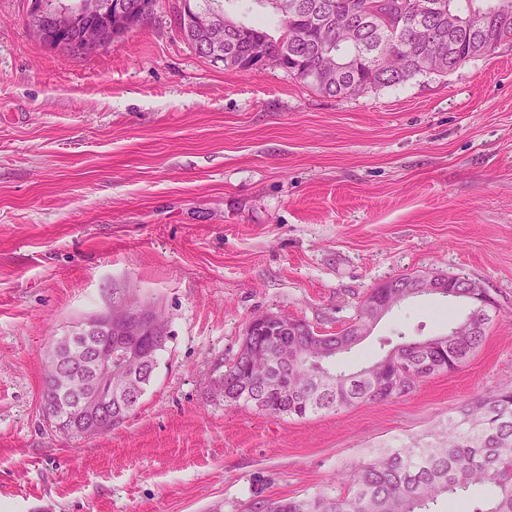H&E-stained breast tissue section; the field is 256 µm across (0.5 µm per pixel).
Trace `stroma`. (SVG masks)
Masks as SVG:
<instances>
[{
    "mask_svg": "<svg viewBox=\"0 0 512 512\" xmlns=\"http://www.w3.org/2000/svg\"><path fill=\"white\" fill-rule=\"evenodd\" d=\"M26 8L0 0V512H255L512 387V47L331 97L202 58L179 0L79 57L41 47ZM428 272L480 281L499 312L457 370L303 419L211 396L254 318L335 332L377 284ZM127 297L170 334L139 408L94 438L50 431L53 338ZM466 313L405 303L336 366Z\"/></svg>",
    "mask_w": 512,
    "mask_h": 512,
    "instance_id": "stroma-1",
    "label": "stroma"
}]
</instances>
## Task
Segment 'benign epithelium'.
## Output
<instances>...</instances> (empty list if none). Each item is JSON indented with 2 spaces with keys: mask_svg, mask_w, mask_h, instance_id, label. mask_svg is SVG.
<instances>
[{
  "mask_svg": "<svg viewBox=\"0 0 512 512\" xmlns=\"http://www.w3.org/2000/svg\"><path fill=\"white\" fill-rule=\"evenodd\" d=\"M119 0H77L70 5L67 0H28L26 18L37 23L30 26L39 44L48 50L57 46L38 19L47 18L54 29L68 32L78 18L87 22L81 27L77 41L78 52L94 54L110 44L112 34L104 33L98 19H112V13L123 14ZM182 18L204 39L201 56L211 62H224V16L218 12L182 8ZM432 292L441 287L431 274H419L409 284ZM157 320L121 303L106 312L84 318L66 333L56 337L47 351V365L52 367L51 378L62 379L61 385L75 391L78 408L87 413L80 435L93 438L103 433L113 422L106 409L112 406V393L125 396L121 404L122 420L139 407L132 382L151 374L154 355L163 337L154 329ZM105 336L107 342L93 345L94 336Z\"/></svg>",
  "mask_w": 512,
  "mask_h": 512,
  "instance_id": "obj_1",
  "label": "benign epithelium"
}]
</instances>
